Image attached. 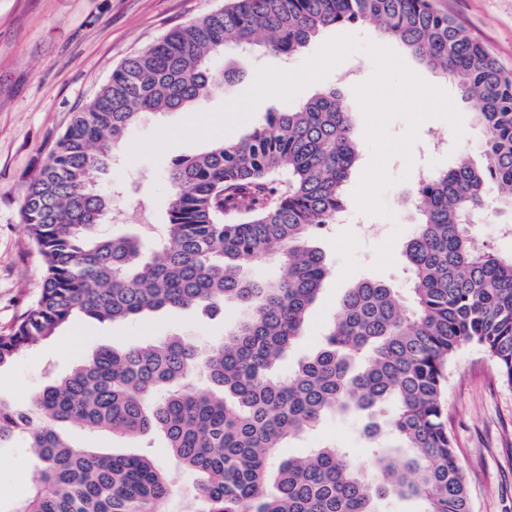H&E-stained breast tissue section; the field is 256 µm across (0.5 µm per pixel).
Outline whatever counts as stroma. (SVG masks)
<instances>
[{
    "label": "stroma",
    "instance_id": "1",
    "mask_svg": "<svg viewBox=\"0 0 512 512\" xmlns=\"http://www.w3.org/2000/svg\"><path fill=\"white\" fill-rule=\"evenodd\" d=\"M226 0H0V331L8 329L37 298L41 257L28 241L20 209L28 177L43 161L51 144L78 107L95 96L113 70L126 58L157 42L174 26L189 23L224 7ZM437 6L481 40L500 65L512 72V0H436ZM354 35L383 43L370 23L343 25L321 32L303 53L288 57L225 50L216 66L234 62L239 82L214 92L204 105L212 111L244 92L260 66L293 69L326 41ZM462 116V134L440 118L424 120L411 150V161L390 158L386 171L396 185L381 201L386 215L361 213L355 193L371 160L368 142L345 187L347 216L319 234L317 245L331 268L309 326L291 347L284 370H291L319 344L348 288L364 279L380 280L408 296L401 249L415 227L412 204L414 178L407 166L436 170L461 158H477L483 131L473 122L474 101L453 98ZM444 138L448 150L428 149ZM209 141L169 146L158 160H130L121 155L99 182L112 194L116 218L102 227L113 235L133 234L150 242L167 222V189L163 180L172 162L206 151ZM233 307L212 317L199 310L165 308L139 321L84 320L65 328L52 340L27 351L0 368V399L27 404L48 375H64L77 362L103 346L124 349L174 335L206 347L223 337L239 317ZM448 428L470 492L472 512H512V385L503 382L493 360L478 346L463 347L448 365ZM360 419L327 418L313 432L290 441L288 453L311 448L350 449L364 465H372L371 443L360 430ZM60 430L75 444L117 454L150 455L168 472L177 499L191 497L194 477L170 456L161 434L121 438L69 423ZM39 471L22 442L0 447V512H10L15 500L38 478Z\"/></svg>",
    "mask_w": 512,
    "mask_h": 512
}]
</instances>
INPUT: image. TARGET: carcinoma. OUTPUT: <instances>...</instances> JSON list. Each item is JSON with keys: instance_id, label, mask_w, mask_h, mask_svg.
Segmentation results:
<instances>
[{"instance_id": "cac0c4a2", "label": "carcinoma", "mask_w": 512, "mask_h": 512, "mask_svg": "<svg viewBox=\"0 0 512 512\" xmlns=\"http://www.w3.org/2000/svg\"><path fill=\"white\" fill-rule=\"evenodd\" d=\"M376 24L420 65L474 99L481 159L416 183L415 233L402 248L410 299L363 280L319 347L282 375L329 274L317 234L345 209L359 134L338 89L275 112L239 139L175 160L165 235L153 247L105 235L112 197L97 179L148 114L190 112L240 79L213 60L229 45L301 53L323 30ZM512 213V73L435 0H230L126 58L72 113L27 183L21 223L42 260L35 302L0 333V367L80 316L135 319L162 308L241 310L205 351L179 337L101 348L30 404L0 399V446L23 439L39 481L10 512H170L173 489L149 455L73 444L68 422L114 436L160 433L198 476L182 512H380L390 495L422 512H471L448 430L447 368L480 347L512 385V255L476 241L485 215ZM247 261L277 267L248 273ZM209 387L195 388L198 375ZM366 419L373 470L341 448L280 456L326 417Z\"/></svg>"}]
</instances>
